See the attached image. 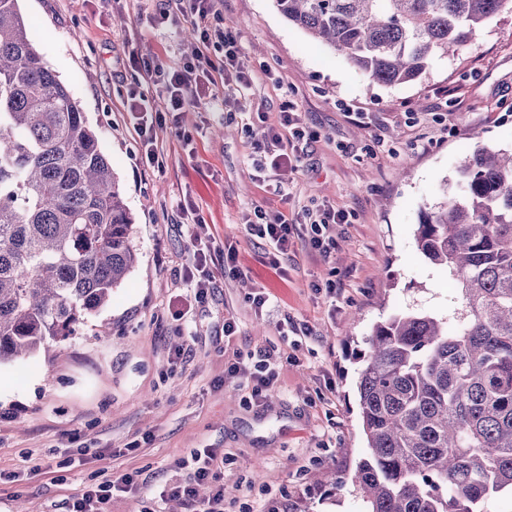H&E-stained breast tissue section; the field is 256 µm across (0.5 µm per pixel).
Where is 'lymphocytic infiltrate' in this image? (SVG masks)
<instances>
[{
    "label": "lymphocytic infiltrate",
    "mask_w": 512,
    "mask_h": 512,
    "mask_svg": "<svg viewBox=\"0 0 512 512\" xmlns=\"http://www.w3.org/2000/svg\"><path fill=\"white\" fill-rule=\"evenodd\" d=\"M182 16L191 18L200 40L207 45L222 49L221 61H213L206 55L195 56L178 68L169 70L151 59L134 58L133 67L155 89L154 96H147L139 87L128 91V112L135 121L142 153L146 162L158 160L157 132L166 128L180 138L183 146H190L192 138L183 127V116L190 103L189 94L201 80L211 79L215 71H227L237 58V37L231 31L211 26L209 18L216 12V0H173ZM182 224L199 244L198 262L187 272L185 281L191 288L195 300L206 297L212 284L211 264L232 266L236 263L234 249H215L210 240L205 239V230L195 205L184 202L179 206ZM280 360L273 352L260 350L249 353L247 358L231 363V375L246 379L249 397L254 402L266 400L267 392L279 374ZM221 463L220 456L206 449L193 457V472L190 483L172 487L170 494L182 499L189 512H224V488L217 485L216 478ZM215 482L213 493L204 499L196 494L197 485Z\"/></svg>",
    "instance_id": "f902f5d3"
}]
</instances>
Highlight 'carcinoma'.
<instances>
[{
    "mask_svg": "<svg viewBox=\"0 0 512 512\" xmlns=\"http://www.w3.org/2000/svg\"><path fill=\"white\" fill-rule=\"evenodd\" d=\"M372 83L463 52L512 0H272ZM461 191L421 212L418 250L459 305L373 324L357 390L365 512H484L512 495V150L476 144ZM123 187L79 101L0 0V365L73 335L137 264Z\"/></svg>",
    "mask_w": 512,
    "mask_h": 512,
    "instance_id": "carcinoma-1",
    "label": "carcinoma"
}]
</instances>
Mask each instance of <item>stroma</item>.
Segmentation results:
<instances>
[{
    "mask_svg": "<svg viewBox=\"0 0 512 512\" xmlns=\"http://www.w3.org/2000/svg\"><path fill=\"white\" fill-rule=\"evenodd\" d=\"M158 0H19L34 43L67 83L112 161L134 217L137 266L69 339L0 367V512L19 502L69 512L87 488L137 474L144 490L114 495L108 512H185L166 489L187 482L183 462L223 452L226 512H364L347 478L365 451L356 393L359 353L372 324L411 308L456 306L453 279L429 264L414 231L421 211L459 192L457 169L475 148L512 147V13L486 23L466 51L437 57L415 82H369L338 54L288 24L272 0H219L233 19L252 82L215 75L184 118L194 152L157 133V166L141 159L126 91L132 57L176 67L203 48ZM223 111H210L213 93ZM291 105L310 140L281 134L297 166L258 172L250 132ZM195 203L216 244L237 249L240 275L213 266V286L187 322L175 320L195 248L178 204ZM348 221L329 231V258L294 238L273 263L252 235L255 210L304 227L323 207ZM270 300L255 313L248 293ZM234 319V336L224 334ZM312 337L283 342L284 321ZM283 358L266 403L229 376L236 352ZM342 487H335V480Z\"/></svg>",
    "mask_w": 512,
    "mask_h": 512,
    "instance_id": "obj_1",
    "label": "stroma"
}]
</instances>
